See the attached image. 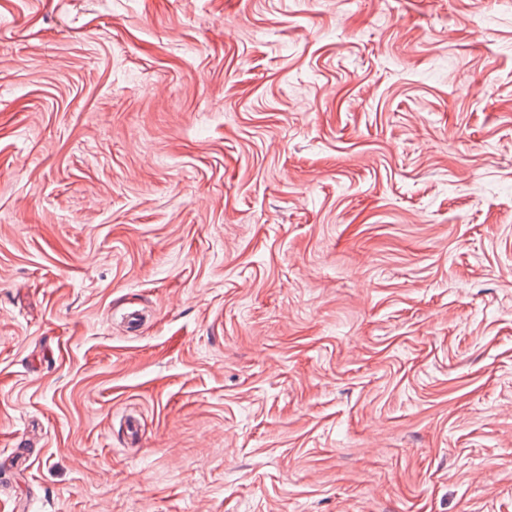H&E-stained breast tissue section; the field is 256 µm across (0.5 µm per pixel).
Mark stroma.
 <instances>
[{"mask_svg":"<svg viewBox=\"0 0 512 512\" xmlns=\"http://www.w3.org/2000/svg\"><path fill=\"white\" fill-rule=\"evenodd\" d=\"M0 483L512 512V0H0Z\"/></svg>","mask_w":512,"mask_h":512,"instance_id":"obj_1","label":"stroma"}]
</instances>
